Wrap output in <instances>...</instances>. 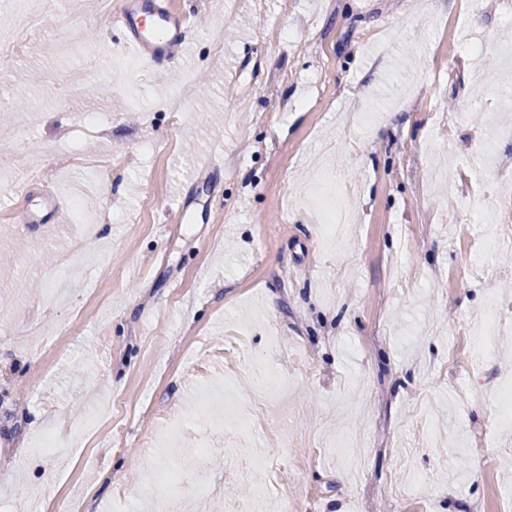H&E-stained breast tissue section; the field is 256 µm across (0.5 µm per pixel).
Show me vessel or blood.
<instances>
[{"label":"vessel or blood","mask_w":512,"mask_h":512,"mask_svg":"<svg viewBox=\"0 0 512 512\" xmlns=\"http://www.w3.org/2000/svg\"><path fill=\"white\" fill-rule=\"evenodd\" d=\"M119 22L127 31L121 45L125 52L156 58L164 56L170 46L183 51L189 45L188 30L175 22L165 0H150L139 10L125 6Z\"/></svg>","instance_id":"vessel-or-blood-1"}]
</instances>
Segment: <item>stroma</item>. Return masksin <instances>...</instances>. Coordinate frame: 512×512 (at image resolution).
I'll return each instance as SVG.
<instances>
[{
  "label": "stroma",
  "instance_id": "stroma-1",
  "mask_svg": "<svg viewBox=\"0 0 512 512\" xmlns=\"http://www.w3.org/2000/svg\"><path fill=\"white\" fill-rule=\"evenodd\" d=\"M120 2L0 12V42L27 36L0 53V512L72 499L80 512H193L189 455L212 424V512H278L286 498L305 512H502L512 429L467 394L512 378V340L479 359L453 329L484 316L487 290L512 288L466 249L495 224L434 173L512 195L481 157L494 126L499 156L512 154V106L483 80L512 76L499 51L512 17L491 0L476 14L465 0H169L193 56L137 60L118 87L99 70L126 37ZM216 25L218 58L205 42ZM186 74L177 118L167 105ZM325 170L356 216L336 245L298 197ZM76 199L94 232L72 223ZM255 358L286 372L278 398L257 396ZM177 411L173 437L158 418ZM45 434L57 448L31 454ZM253 455L266 463L240 482L234 465Z\"/></svg>",
  "mask_w": 512,
  "mask_h": 512
}]
</instances>
